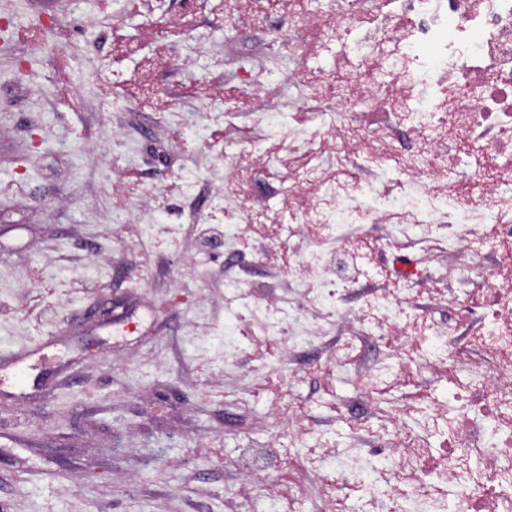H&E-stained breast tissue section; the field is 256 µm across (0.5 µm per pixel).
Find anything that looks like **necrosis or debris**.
<instances>
[{"label": "necrosis or debris", "instance_id": "obj_1", "mask_svg": "<svg viewBox=\"0 0 512 512\" xmlns=\"http://www.w3.org/2000/svg\"><path fill=\"white\" fill-rule=\"evenodd\" d=\"M318 2L293 14L281 67L268 79H289L301 98L324 103L321 137L336 149V171L296 170L281 181L287 198L301 182L323 188L301 211L298 234L311 247L290 273L295 297H263L240 279L232 300L285 358L320 352L321 366L354 385L340 413L348 433L339 447L308 428L293 375L287 403L273 408L287 446L243 450L233 494L245 496L248 512L268 501L336 512L339 489L358 486L365 512H512V276L483 263L512 242V0ZM315 28L324 42L363 46L364 64L340 57L327 78H310L297 47ZM463 142L484 161L475 195L456 190ZM347 170L353 182L341 179ZM389 179L413 189L409 206L388 197ZM395 212L401 222L383 246L410 244L426 263L450 256L463 268L435 273L422 288L380 283L347 305L359 279L337 263L352 226L368 235ZM451 361L473 368L448 399L414 405V426L402 409L381 410L376 387L401 384L412 366L438 388ZM432 434L443 436L441 448L426 447ZM369 462L380 481L366 487Z\"/></svg>", "mask_w": 512, "mask_h": 512}]
</instances>
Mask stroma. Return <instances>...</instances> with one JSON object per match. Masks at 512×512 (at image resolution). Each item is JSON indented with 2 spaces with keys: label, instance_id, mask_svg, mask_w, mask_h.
<instances>
[{
  "label": "stroma",
  "instance_id": "35a3bbf8",
  "mask_svg": "<svg viewBox=\"0 0 512 512\" xmlns=\"http://www.w3.org/2000/svg\"><path fill=\"white\" fill-rule=\"evenodd\" d=\"M288 16L280 0H244L231 31L209 0H0V355L49 341L56 360L31 404L0 395V512H234L238 453L275 400L260 384L292 366L255 367L252 320L224 302L225 250L184 205L287 236L294 218L273 199L284 167L255 165L251 149L274 139L255 113L320 125L291 84L266 82ZM224 96V139L201 150ZM229 153L251 173L246 193L269 202L213 209ZM113 168L145 175L126 214L180 225L179 239L113 224ZM172 181L181 198L163 195ZM36 267L53 281L34 282ZM127 318L137 331L114 334ZM213 441L222 454L199 453Z\"/></svg>",
  "mask_w": 512,
  "mask_h": 512
}]
</instances>
